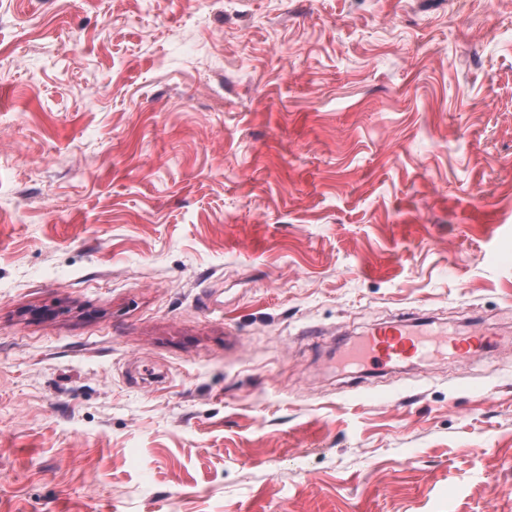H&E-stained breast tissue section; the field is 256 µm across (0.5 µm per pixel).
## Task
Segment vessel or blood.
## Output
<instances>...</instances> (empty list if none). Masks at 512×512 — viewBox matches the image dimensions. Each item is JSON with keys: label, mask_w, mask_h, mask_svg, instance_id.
Here are the masks:
<instances>
[{"label": "vessel or blood", "mask_w": 512, "mask_h": 512, "mask_svg": "<svg viewBox=\"0 0 512 512\" xmlns=\"http://www.w3.org/2000/svg\"><path fill=\"white\" fill-rule=\"evenodd\" d=\"M496 339L492 332L478 329L468 335L442 333L421 336L406 321L378 325L357 348L356 356L374 368H384L412 356L435 352L471 355L492 348Z\"/></svg>", "instance_id": "1"}]
</instances>
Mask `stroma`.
I'll use <instances>...</instances> for the list:
<instances>
[{
  "instance_id": "1",
  "label": "stroma",
  "mask_w": 512,
  "mask_h": 512,
  "mask_svg": "<svg viewBox=\"0 0 512 512\" xmlns=\"http://www.w3.org/2000/svg\"><path fill=\"white\" fill-rule=\"evenodd\" d=\"M0 512H512V0H0ZM411 327L404 320L378 325L355 349V356L378 369L408 357H424L433 352L465 355L486 352L497 342L496 333L483 329L466 336L447 332L440 336H419Z\"/></svg>"
}]
</instances>
